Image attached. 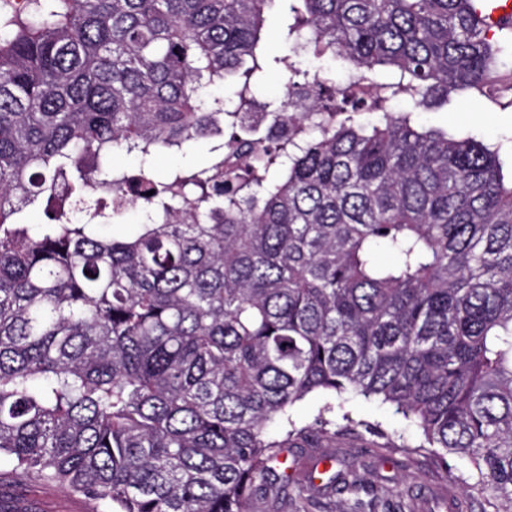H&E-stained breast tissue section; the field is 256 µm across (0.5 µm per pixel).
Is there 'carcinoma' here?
Listing matches in <instances>:
<instances>
[{
    "instance_id": "cac0c4a2",
    "label": "carcinoma",
    "mask_w": 512,
    "mask_h": 512,
    "mask_svg": "<svg viewBox=\"0 0 512 512\" xmlns=\"http://www.w3.org/2000/svg\"><path fill=\"white\" fill-rule=\"evenodd\" d=\"M4 2L0 480L98 512H248L278 491L283 449L333 425L290 409L353 393L395 407L441 470L468 459L465 487L512 512V175L503 144L416 118L497 101L512 13ZM274 75L282 93L251 111ZM266 120L286 132L258 135ZM209 138V162L157 176ZM40 199L41 219L17 218ZM323 404L324 401L317 398H308L297 403L290 411L291 417L297 427H304L312 424Z\"/></svg>"
}]
</instances>
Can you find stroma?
<instances>
[{
  "label": "stroma",
  "instance_id": "obj_1",
  "mask_svg": "<svg viewBox=\"0 0 512 512\" xmlns=\"http://www.w3.org/2000/svg\"><path fill=\"white\" fill-rule=\"evenodd\" d=\"M420 120L452 131H472L498 141L512 135V110L484 101H467L458 112H423ZM354 427L298 442L287 454L289 483L284 492L250 503V512H455L467 495L458 475L469 474L468 460L453 458V477L436 468L428 453L409 454L387 447V439H412L416 433L394 407L360 396L342 398ZM330 458L356 494L320 489L309 476L322 458ZM0 512H93L83 497L35 481L0 483Z\"/></svg>",
  "mask_w": 512,
  "mask_h": 512
}]
</instances>
